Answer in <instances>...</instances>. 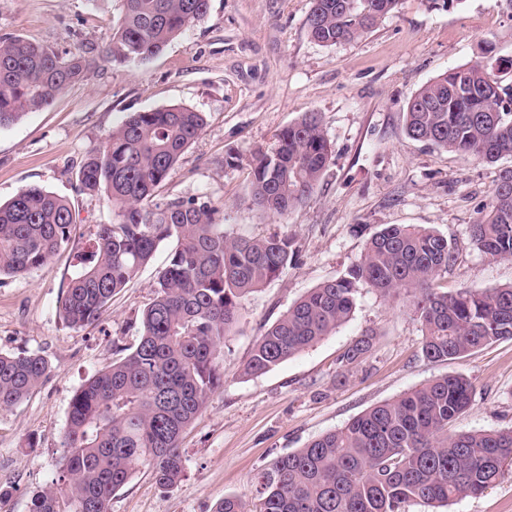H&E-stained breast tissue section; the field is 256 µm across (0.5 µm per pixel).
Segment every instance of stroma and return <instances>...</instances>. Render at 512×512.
Returning a JSON list of instances; mask_svg holds the SVG:
<instances>
[{"mask_svg": "<svg viewBox=\"0 0 512 512\" xmlns=\"http://www.w3.org/2000/svg\"><path fill=\"white\" fill-rule=\"evenodd\" d=\"M310 6L209 0L204 19L150 61L95 60L48 107L0 128V202L37 185L69 198L75 222L69 248L47 266L0 277V353H37L51 368L25 400L0 410V512H28L31 497L55 483L74 393L136 341L168 262L164 243L97 322L68 327L58 301L74 256L98 225L112 221L105 199L78 193L75 173L131 113L173 105L202 112L206 125L161 196H208L229 233L288 236L293 259L242 300L224 347V384L181 438L182 481L164 491L140 469L113 496L110 512H213L224 496L251 499L258 472L275 457L444 375L463 376L473 388L451 432L512 427V339L462 359L429 361L408 297L362 283L353 315L335 333L263 375L241 374L257 339L312 288L344 276L388 224L447 238L456 259L434 281L438 291L512 284V262L485 256L469 235L512 157L490 164L404 132L409 99L438 75L512 59V9L505 0L447 7L402 0L360 40L323 47L306 33ZM118 18L117 0H0V36L19 35L63 55L102 47ZM305 112L321 113L333 160L304 203L282 216L263 213L251 204L248 166L230 167L224 158L269 146ZM365 333L373 336L370 351L343 368L341 355ZM406 512H512V468L479 496L445 507L412 502Z\"/></svg>", "mask_w": 512, "mask_h": 512, "instance_id": "obj_1", "label": "stroma"}]
</instances>
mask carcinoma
<instances>
[{"label": "carcinoma", "instance_id": "carcinoma-1", "mask_svg": "<svg viewBox=\"0 0 512 512\" xmlns=\"http://www.w3.org/2000/svg\"><path fill=\"white\" fill-rule=\"evenodd\" d=\"M120 18L104 60L144 63L201 21L208 0H118ZM400 0H311L307 36L331 47L369 33ZM90 61L61 56L20 36H0V128L48 106L83 80ZM512 60L452 68L418 90L405 113L408 137L496 163L512 156ZM205 127L203 113L170 106L130 114L76 172L79 191L103 197L112 222L75 258L59 300L65 324L98 321L163 243L171 244L129 353L90 377L73 396L64 435L66 494L47 488L29 512H110L114 494L140 467L163 490L184 476L180 439L224 383L222 351L241 300L292 260L286 236L244 238L224 231L207 196L160 200L156 193ZM333 149L318 112H305L250 155L251 198L283 216L314 192ZM74 227L71 201L40 187L0 204V275H22L66 249ZM469 234L477 249L512 261V170L499 175L490 202ZM455 259L441 234L390 224L367 242L362 260L296 301L259 337L243 373L259 376L330 335L355 308L356 284L411 300L422 327V352L434 361L463 358L512 339V285L441 293L432 282ZM371 335L341 356L354 364ZM48 361L35 353H0V409L42 383ZM461 376L432 379L374 405L344 426L273 459L257 475L256 497L226 496L214 512H405L406 504H448L484 492L512 465V428L448 432L471 402Z\"/></svg>", "mask_w": 512, "mask_h": 512}]
</instances>
